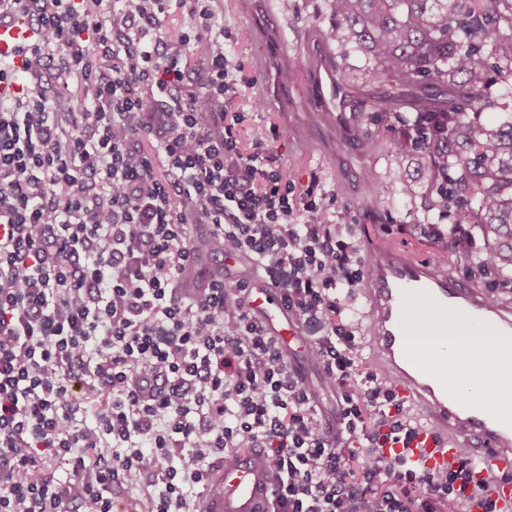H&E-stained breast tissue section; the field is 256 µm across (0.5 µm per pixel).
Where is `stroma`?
I'll use <instances>...</instances> for the list:
<instances>
[{
    "label": "stroma",
    "instance_id": "stroma-1",
    "mask_svg": "<svg viewBox=\"0 0 512 512\" xmlns=\"http://www.w3.org/2000/svg\"><path fill=\"white\" fill-rule=\"evenodd\" d=\"M269 0H214L217 16L224 19L231 50L243 62L239 73L241 95L237 109L244 115L239 129L244 148L254 137L277 127L269 147L274 165L288 170L297 188L317 178L333 194L337 207L350 208L355 233L372 227L373 236L393 243L412 255L436 262L451 261L453 276L469 278V264L451 244L434 243L413 231L396 232L407 225L411 204H423L429 180L411 157L391 153L394 118L389 113L391 85L363 79L364 58L355 45H337L323 33L330 22L323 0H288L277 14L278 25L266 27ZM345 52L354 69L346 86L359 107L356 147H347L348 130L335 118L318 114L300 94L280 96L282 82L301 84L306 70L322 53ZM416 191L414 203L398 196L401 183Z\"/></svg>",
    "mask_w": 512,
    "mask_h": 512
}]
</instances>
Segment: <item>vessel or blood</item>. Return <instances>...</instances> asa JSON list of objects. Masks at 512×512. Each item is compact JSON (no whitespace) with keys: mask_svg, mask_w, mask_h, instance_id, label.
Here are the masks:
<instances>
[{"mask_svg":"<svg viewBox=\"0 0 512 512\" xmlns=\"http://www.w3.org/2000/svg\"><path fill=\"white\" fill-rule=\"evenodd\" d=\"M39 33L25 14L0 19V69L24 66V46L38 42ZM307 96L325 99L335 90L344 125L353 126L346 111L351 104L333 68L305 74ZM373 268L361 295L376 365L393 379L397 391L421 416L420 447L394 444L403 455L429 468L456 467L467 450L474 481L487 485L499 512H512V416L474 406L449 383L447 374L427 360L433 347L446 339L455 320L495 337L492 355L512 351V302L489 301L483 289L456 280L444 267L409 257L390 246L367 240ZM257 319L268 324L281 345L300 339L302 327L291 315L281 292L263 276H255L245 301ZM280 475L265 449L248 448L229 464L218 465L201 512H268Z\"/></svg>","mask_w":512,"mask_h":512,"instance_id":"vessel-or-blood-1","label":"vessel or blood"}]
</instances>
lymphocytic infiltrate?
I'll return each instance as SVG.
<instances>
[{
    "mask_svg": "<svg viewBox=\"0 0 512 512\" xmlns=\"http://www.w3.org/2000/svg\"><path fill=\"white\" fill-rule=\"evenodd\" d=\"M6 2L41 39L0 103V512H112L113 486L146 484V512H197L216 463L244 448L283 475L270 512H468L467 457H385L418 425L356 331L370 264L351 212L323 223L319 182L296 192L242 148L224 120L241 65L211 0ZM175 10L186 29L170 38ZM73 78L90 93L79 109ZM200 224L316 328L303 354L336 389L335 437L245 283L183 288Z\"/></svg>",
    "mask_w": 512,
    "mask_h": 512,
    "instance_id": "f902f5d3",
    "label": "lymphocytic infiltrate"
}]
</instances>
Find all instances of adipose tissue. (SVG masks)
Here are the masks:
<instances>
[{
    "label": "adipose tissue",
    "instance_id": "adipose-tissue-1",
    "mask_svg": "<svg viewBox=\"0 0 512 512\" xmlns=\"http://www.w3.org/2000/svg\"><path fill=\"white\" fill-rule=\"evenodd\" d=\"M435 368L466 388L477 405L512 414V359L486 362L479 347L448 342L429 354Z\"/></svg>",
    "mask_w": 512,
    "mask_h": 512
}]
</instances>
